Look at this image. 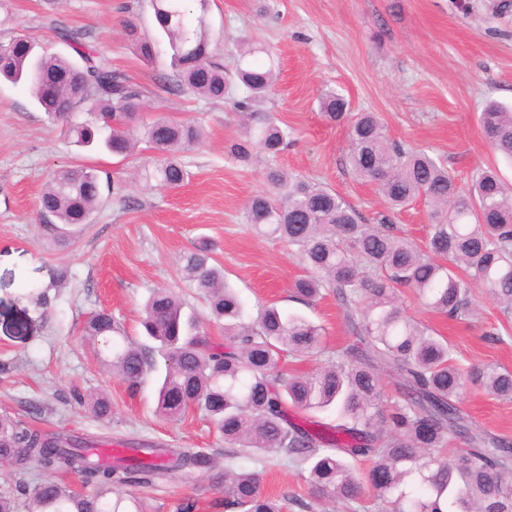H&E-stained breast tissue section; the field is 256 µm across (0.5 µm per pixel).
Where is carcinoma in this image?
Segmentation results:
<instances>
[{"label": "carcinoma", "instance_id": "carcinoma-1", "mask_svg": "<svg viewBox=\"0 0 512 512\" xmlns=\"http://www.w3.org/2000/svg\"><path fill=\"white\" fill-rule=\"evenodd\" d=\"M154 17L171 50L170 69L156 87L170 94L192 93L222 101L230 87L224 66L214 61L206 26L186 0H153ZM58 38L78 56L19 47L24 36L0 41V77L27 87L36 104L64 122L75 145L128 159L144 142L156 157L145 181L177 189L186 178L179 154L202 142L192 121L158 118L139 133L138 116L151 90L129 79L112 60L92 48L85 31L50 22ZM139 56L152 61L157 41L127 29ZM262 47L245 44L237 70L242 95L234 101L245 140L230 153L246 159L257 149L269 156L287 144L288 133L274 122L250 124V108L277 79ZM53 77L58 88L45 91ZM324 117L349 120L347 161L352 174L378 187L385 203L402 208L418 199L431 208L425 248L396 235L391 227L363 222L357 209L332 189L279 169L268 172L277 197L257 195L247 206L248 221L263 236L298 247L309 274L295 281L293 294L312 305L329 289L353 307V343L328 354L322 328L275 305L246 319L238 294L213 264L203 240L181 256L182 272L223 323L224 341L207 336L195 315L185 316L178 295L152 293L141 324L150 340L128 339L111 314L100 311L83 325V336L102 342L105 363L131 391L157 379L156 412L179 419L196 410L213 423L228 447L224 461V507L234 512H283L280 500L260 490L259 473L237 468L274 455L309 471L308 497L342 503L354 512L365 490L375 512H512V441L477 430L457 404L462 389L476 384L501 399H512V372L492 366L463 370L448 342L403 315L396 305L399 286L413 288L431 310L451 319L471 316V289L481 288L506 315L512 313V191L496 170H479L468 190L439 160L423 150L391 140L372 112L350 114L345 96L328 91L319 99ZM86 119L78 122V115ZM481 126L492 149L512 160V107L486 103ZM102 199L98 170L74 164L58 169L39 199V211L57 241L65 230L90 223ZM327 355L312 374L292 373L286 357ZM395 383L399 399L384 403L383 377ZM99 418L112 414L104 395L83 400ZM332 412L336 424L315 419ZM467 448L444 453L448 439ZM89 442L63 432H45L8 412L0 414V461L37 463L43 471H69L96 488L78 493L54 480L32 491L28 512H145L141 502L114 492L148 486L179 472L212 471L216 463L190 449L153 448L161 463L101 466L84 453ZM369 466L356 475L351 463ZM115 498L107 500V495Z\"/></svg>", "mask_w": 512, "mask_h": 512}]
</instances>
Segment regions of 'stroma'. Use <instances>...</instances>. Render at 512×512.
<instances>
[{"label": "stroma", "mask_w": 512, "mask_h": 512, "mask_svg": "<svg viewBox=\"0 0 512 512\" xmlns=\"http://www.w3.org/2000/svg\"><path fill=\"white\" fill-rule=\"evenodd\" d=\"M492 3L210 0L212 47L226 75H234L247 41L268 47L277 63V80L256 116L287 129L288 148L273 159L255 150L241 161L230 154L244 138L230 102L158 90L155 79L169 67L168 49L152 63L136 55L126 26L157 36L150 0H0L1 38L30 34L49 52L67 56L70 48L48 29V19L82 29L114 67L152 89L140 124L164 117L193 121L204 131L200 146L180 156L185 184L148 187L142 173L154 153L147 146L128 160L81 150L25 87L0 81V410L44 431L102 444L119 439L190 448L223 463L224 441L203 414L177 421L157 415L153 383L130 392L104 364L101 344L82 336L83 322L105 309L141 341L142 307L157 288L180 293L186 310L204 315L179 262L204 237L249 315L274 304L321 325L328 350L352 342L346 308L335 293L311 306L293 296V282L305 273L297 247L256 235L245 207L252 197L271 193L267 173L275 166L335 190L367 223L390 215L397 235L424 245L431 222L424 201L389 213L376 186L351 174L346 124L328 123L319 111L318 99L329 90L343 93L354 111L377 113L392 139L443 160L460 186L488 166L511 186L512 163L495 155L479 122L487 101L512 105V15H495ZM71 164L99 170L103 198L90 224L61 245L37 203L53 172ZM63 267L70 275L60 283L56 273ZM42 291L49 304L37 303ZM397 302L408 318L445 337L463 366L512 370V315L480 289L471 293L472 320L446 319L411 288H399ZM492 327L499 341L487 339ZM77 390L107 393L111 417L97 418L79 406L72 397ZM457 402L474 428L512 439V401L470 384ZM246 467L260 472L265 495L291 498L286 512H301L296 501L308 496L307 470L278 458ZM44 477L37 464L19 470L0 462V494L26 512L29 494ZM132 492L147 512H226L224 491L209 474L184 473Z\"/></svg>", "instance_id": "obj_1"}]
</instances>
